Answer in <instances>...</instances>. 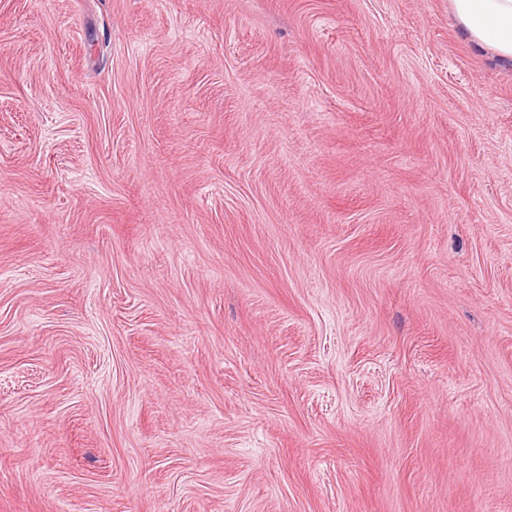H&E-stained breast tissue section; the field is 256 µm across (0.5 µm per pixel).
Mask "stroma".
<instances>
[{"mask_svg":"<svg viewBox=\"0 0 512 512\" xmlns=\"http://www.w3.org/2000/svg\"><path fill=\"white\" fill-rule=\"evenodd\" d=\"M0 512H512V60L0 0Z\"/></svg>","mask_w":512,"mask_h":512,"instance_id":"stroma-1","label":"stroma"}]
</instances>
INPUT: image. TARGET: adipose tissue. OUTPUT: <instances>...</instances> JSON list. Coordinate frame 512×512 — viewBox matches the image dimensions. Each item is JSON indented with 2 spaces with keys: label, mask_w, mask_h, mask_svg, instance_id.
<instances>
[{
  "label": "adipose tissue",
  "mask_w": 512,
  "mask_h": 512,
  "mask_svg": "<svg viewBox=\"0 0 512 512\" xmlns=\"http://www.w3.org/2000/svg\"><path fill=\"white\" fill-rule=\"evenodd\" d=\"M459 25L477 44L512 59V0H450Z\"/></svg>",
  "instance_id": "ef3b65f1"
}]
</instances>
